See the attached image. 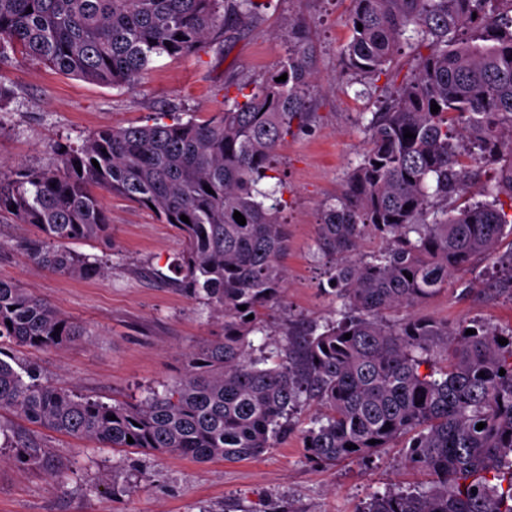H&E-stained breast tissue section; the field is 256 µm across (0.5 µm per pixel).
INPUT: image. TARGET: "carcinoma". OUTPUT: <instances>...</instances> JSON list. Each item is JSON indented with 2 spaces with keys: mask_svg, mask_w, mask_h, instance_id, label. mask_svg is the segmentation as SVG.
<instances>
[{
  "mask_svg": "<svg viewBox=\"0 0 512 512\" xmlns=\"http://www.w3.org/2000/svg\"><path fill=\"white\" fill-rule=\"evenodd\" d=\"M351 2L348 70L383 73L409 29L426 53L373 113L368 147L337 202L320 209L317 246L330 259L338 318L323 327L288 324L272 366L268 343L248 340L265 332L262 311L287 283L288 224L276 191L258 184L279 143L309 120L311 51L295 23L280 69L205 121L103 128L79 148L57 149L51 167L0 176V223L33 225L38 236L23 254L53 273L104 272L68 247L108 236L99 193L155 213L183 238L171 287L202 300L222 325L185 353L179 380L131 404L78 396L41 382L36 367L20 373L0 358V411L109 448L235 462L273 447L313 402L325 410L304 434L313 462L364 459L408 435L405 461L434 478L428 488L375 495L357 512H512V334L501 345L502 334L487 327L469 335L434 318L388 319L448 288L512 236L501 200L512 201V0ZM265 7L264 0H0V63L19 53L65 76L133 87L158 58L218 44ZM283 74L287 80L276 81ZM478 184L486 200L448 211V200ZM369 233L386 247L355 258ZM500 267L498 287L512 293V254ZM80 336L81 327L51 305L0 279L1 339L40 350ZM440 340L445 367L421 373Z\"/></svg>",
  "mask_w": 512,
  "mask_h": 512,
  "instance_id": "obj_1",
  "label": "carcinoma"
}]
</instances>
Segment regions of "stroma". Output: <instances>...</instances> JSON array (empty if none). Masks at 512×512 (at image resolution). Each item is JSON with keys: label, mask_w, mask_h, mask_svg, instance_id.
I'll list each match as a JSON object with an SVG mask.
<instances>
[{"label": "stroma", "mask_w": 512, "mask_h": 512, "mask_svg": "<svg viewBox=\"0 0 512 512\" xmlns=\"http://www.w3.org/2000/svg\"><path fill=\"white\" fill-rule=\"evenodd\" d=\"M351 9V0H268L250 29L227 32L223 43L195 54L160 58L131 88L66 77L13 55L0 65L13 89L0 109V173L20 164L52 166L57 147L80 146L102 128L148 124L161 112L185 121L209 118L223 109L225 97L252 89L279 69L288 40L277 31L300 21L313 49L310 119L277 147L272 175L259 183L277 190L290 233L283 258L287 287L265 320L278 340L289 321L334 320L336 305L324 291L329 263L316 246L319 208L342 193L351 164L367 145L364 125L414 65L407 47L379 76L348 71L342 58ZM102 204L111 236L72 245L105 263V274L91 278L24 261L21 246L33 230L0 224V277L21 282L85 330L82 340L50 350L5 342L0 358L36 366L42 380L83 396L110 405L134 403L174 382L184 353L215 335L218 326L202 300L163 280L183 248L177 230L128 201L106 194ZM511 252L512 237H503L495 256L474 261L461 280L412 308V315L512 333V296L491 285L496 256ZM320 415L318 406L302 408L291 433L258 458L200 463L101 448L0 411V512H355L375 494L430 486L431 476L405 467L398 445L366 461L330 467L311 462L303 436ZM19 440L40 448V464L16 459Z\"/></svg>", "instance_id": "35a3bbf8"}]
</instances>
